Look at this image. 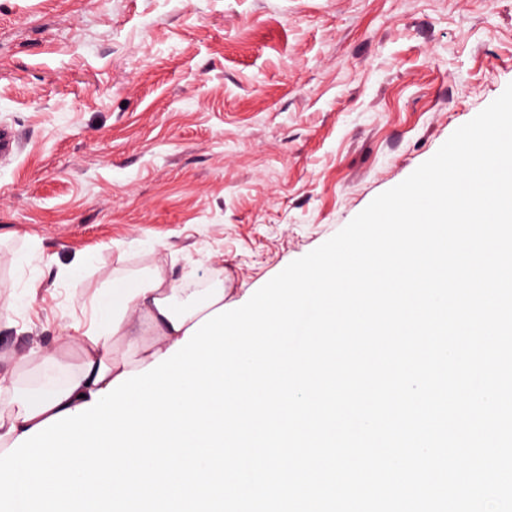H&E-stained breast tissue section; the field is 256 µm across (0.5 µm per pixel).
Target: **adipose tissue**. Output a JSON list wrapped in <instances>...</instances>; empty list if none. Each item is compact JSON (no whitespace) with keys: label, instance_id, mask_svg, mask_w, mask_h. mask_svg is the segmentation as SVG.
I'll return each instance as SVG.
<instances>
[{"label":"adipose tissue","instance_id":"obj_1","mask_svg":"<svg viewBox=\"0 0 512 512\" xmlns=\"http://www.w3.org/2000/svg\"><path fill=\"white\" fill-rule=\"evenodd\" d=\"M223 280L206 288H183L161 268L114 279L93 300L94 322L81 328L71 322L72 340L82 350L79 368L65 381L43 390L20 388L13 376L0 374V447L48 418L91 403L117 376L145 368L183 338L204 315L223 306ZM125 340L128 354L114 352Z\"/></svg>","mask_w":512,"mask_h":512}]
</instances>
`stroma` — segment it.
I'll return each instance as SVG.
<instances>
[{
  "label": "stroma",
  "mask_w": 512,
  "mask_h": 512,
  "mask_svg": "<svg viewBox=\"0 0 512 512\" xmlns=\"http://www.w3.org/2000/svg\"><path fill=\"white\" fill-rule=\"evenodd\" d=\"M511 83L512 0H0V370L119 274L262 287Z\"/></svg>",
  "instance_id": "obj_1"
}]
</instances>
